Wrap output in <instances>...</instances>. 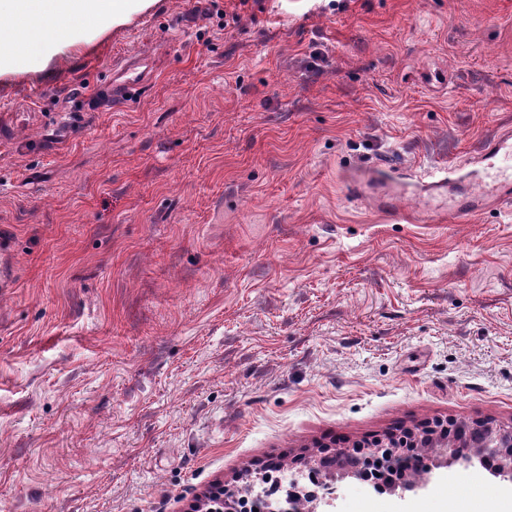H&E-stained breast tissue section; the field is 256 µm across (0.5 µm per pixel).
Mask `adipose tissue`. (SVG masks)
<instances>
[{
  "mask_svg": "<svg viewBox=\"0 0 512 512\" xmlns=\"http://www.w3.org/2000/svg\"><path fill=\"white\" fill-rule=\"evenodd\" d=\"M154 0H0V73L38 66L87 40L93 32L126 23Z\"/></svg>",
  "mask_w": 512,
  "mask_h": 512,
  "instance_id": "1",
  "label": "adipose tissue"
}]
</instances>
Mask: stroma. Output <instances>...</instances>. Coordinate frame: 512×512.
<instances>
[{
    "label": "stroma",
    "instance_id": "1",
    "mask_svg": "<svg viewBox=\"0 0 512 512\" xmlns=\"http://www.w3.org/2000/svg\"><path fill=\"white\" fill-rule=\"evenodd\" d=\"M142 53L131 103L93 106ZM512 133V0H155L0 75V512H188L216 482L426 419L512 423V203L441 222L352 190L467 181ZM507 512L451 465L332 512Z\"/></svg>",
    "mask_w": 512,
    "mask_h": 512
}]
</instances>
